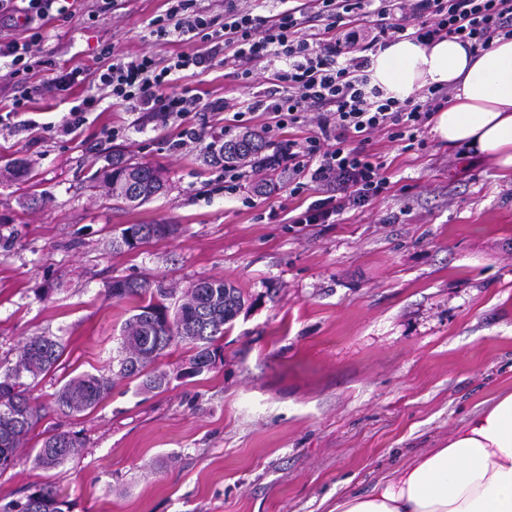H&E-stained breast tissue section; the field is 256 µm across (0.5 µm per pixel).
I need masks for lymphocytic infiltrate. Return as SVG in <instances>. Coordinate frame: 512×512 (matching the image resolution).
<instances>
[{
  "label": "lymphocytic infiltrate",
  "instance_id": "f902f5d3",
  "mask_svg": "<svg viewBox=\"0 0 512 512\" xmlns=\"http://www.w3.org/2000/svg\"><path fill=\"white\" fill-rule=\"evenodd\" d=\"M58 2L26 0L19 7L15 0H0V18L31 31L25 41L0 40V58L10 61L7 77L22 87L7 119L26 112L38 91L32 79L43 67L34 50L41 35L31 26L49 17ZM280 2L277 13L265 16L254 0H224V18L218 22L198 8L197 0H167L166 9L151 18L150 34L161 44L187 43V50L160 58L128 56L106 45L95 68L57 70L51 83L58 91L84 84L95 88L69 108L62 131L80 130L89 112L109 99L164 124L180 120L181 143L198 145L206 132L192 116L203 105L183 78L220 64L248 87L270 73L264 98L244 102L232 111L233 119L242 126L247 115H264V134L279 144L259 166L287 173L291 196L317 185L319 198L291 216V223L331 224L341 211L365 207L390 188L383 162L367 148L372 135L385 133L409 150L424 146L426 124L448 102L444 85L402 100L375 84L377 51L401 39L427 46L447 37L487 50L495 38L512 36V0ZM310 122L315 128L308 135L285 138V130Z\"/></svg>",
  "mask_w": 512,
  "mask_h": 512
}]
</instances>
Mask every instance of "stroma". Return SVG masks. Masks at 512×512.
<instances>
[{
    "instance_id": "stroma-1",
    "label": "stroma",
    "mask_w": 512,
    "mask_h": 512,
    "mask_svg": "<svg viewBox=\"0 0 512 512\" xmlns=\"http://www.w3.org/2000/svg\"><path fill=\"white\" fill-rule=\"evenodd\" d=\"M95 7L69 0L45 20L46 68L94 66L105 44L160 57L183 49L149 34L165 0H112L96 19ZM188 84L205 103L267 86L243 87L220 66ZM68 109L45 82L27 112L37 129L0 126V366L37 334L65 346L36 380L42 419L0 472L1 505L49 484L64 512H334L512 392V177L488 156L429 132L424 149L406 152L374 134L390 191L336 223L292 224L304 198L280 172H265L270 192L251 180L227 194L209 151L178 146L177 122L106 100L78 136L41 133ZM106 127L116 138H103ZM117 148L161 168L165 191L135 207L105 197L95 177ZM17 160L29 169L22 185L5 176ZM130 224L175 231L113 249ZM117 278L179 293L221 278L245 304L209 372L181 377L188 353L172 348L156 362L166 388L117 378L95 409L61 414L60 387L112 365L133 307L109 298ZM55 429L81 432L83 446L39 468Z\"/></svg>"
}]
</instances>
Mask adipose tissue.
I'll list each match as a JSON object with an SVG mask.
<instances>
[{"instance_id": "obj_1", "label": "adipose tissue", "mask_w": 512, "mask_h": 512, "mask_svg": "<svg viewBox=\"0 0 512 512\" xmlns=\"http://www.w3.org/2000/svg\"><path fill=\"white\" fill-rule=\"evenodd\" d=\"M373 78L399 98L450 85L434 133L512 171V38L485 51L450 38L428 46L402 39L375 55ZM336 512H512V392L475 413L444 447L346 497Z\"/></svg>"}]
</instances>
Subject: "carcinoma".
I'll return each mask as SVG.
<instances>
[{"label":"carcinoma","mask_w":512,"mask_h":512,"mask_svg":"<svg viewBox=\"0 0 512 512\" xmlns=\"http://www.w3.org/2000/svg\"><path fill=\"white\" fill-rule=\"evenodd\" d=\"M266 148L263 138L244 132L223 141L213 150L222 163H243L261 158ZM98 178L106 193L128 204H143L161 193L165 180L160 168L133 162L119 154L111 167ZM138 242L162 238L172 233L170 224H130L115 238L114 248H136L127 234ZM108 295L117 300H137L135 313L126 321L117 356L108 373L81 374L66 382L55 393V406L65 414L81 413L97 407L112 389V376L137 378L142 387L159 390L169 384L168 375L153 368L156 360L172 347L185 346L191 355L186 376H197L211 369L220 356L218 340L244 305L239 289L221 278H202L180 303L171 307L169 289L147 279H114ZM64 345L57 336L29 337L14 364L0 372V470L17 461L23 440L41 419V406L34 396L32 380L50 369L61 358ZM81 446L78 434L53 431L43 440L35 461L43 468H55L71 459ZM65 501L58 490L39 487L23 499L0 507V512H64Z\"/></svg>","instance_id":"1"}]
</instances>
